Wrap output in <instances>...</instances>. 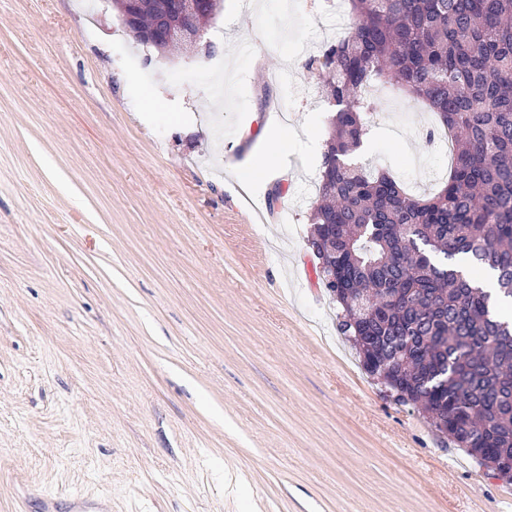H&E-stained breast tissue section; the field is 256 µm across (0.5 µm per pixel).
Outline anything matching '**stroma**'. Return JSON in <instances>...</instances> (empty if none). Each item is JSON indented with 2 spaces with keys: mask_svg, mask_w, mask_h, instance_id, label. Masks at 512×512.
Segmentation results:
<instances>
[{
  "mask_svg": "<svg viewBox=\"0 0 512 512\" xmlns=\"http://www.w3.org/2000/svg\"><path fill=\"white\" fill-rule=\"evenodd\" d=\"M336 34L308 0H222L214 54L163 56L110 0H0V512H512L318 281L332 108L305 57ZM374 95L352 163L434 192L435 117ZM283 96L300 145L244 202L231 169L275 150Z\"/></svg>",
  "mask_w": 512,
  "mask_h": 512,
  "instance_id": "stroma-1",
  "label": "stroma"
}]
</instances>
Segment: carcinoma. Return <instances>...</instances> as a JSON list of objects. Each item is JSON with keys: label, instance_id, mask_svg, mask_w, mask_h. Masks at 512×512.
<instances>
[{"label": "carcinoma", "instance_id": "cac0c4a2", "mask_svg": "<svg viewBox=\"0 0 512 512\" xmlns=\"http://www.w3.org/2000/svg\"><path fill=\"white\" fill-rule=\"evenodd\" d=\"M344 35L306 67L332 75L335 103L309 239L336 302L395 300L365 320L338 315L365 369L394 381L404 404L480 466L512 470V319L492 294L512 298V0H349ZM147 0L139 23L163 19ZM389 84L422 100L453 135V168L433 195L408 193L385 173L352 164L378 109L366 95ZM488 272L495 292L483 288Z\"/></svg>", "mask_w": 512, "mask_h": 512}]
</instances>
